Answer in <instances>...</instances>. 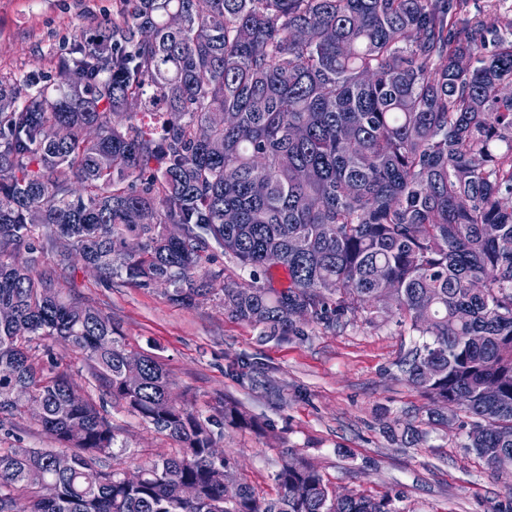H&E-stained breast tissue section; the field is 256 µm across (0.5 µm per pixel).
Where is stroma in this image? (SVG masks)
Instances as JSON below:
<instances>
[{"mask_svg": "<svg viewBox=\"0 0 512 512\" xmlns=\"http://www.w3.org/2000/svg\"><path fill=\"white\" fill-rule=\"evenodd\" d=\"M114 0H0V72L53 75V57L80 34L100 35ZM36 268L75 301L111 316L126 341L162 362L177 390L203 415L232 402L252 416L251 428H225L219 446L262 497L277 493L283 461L314 463L337 492L396 495L398 512H499L512 473L488 467L464 448L463 429L429 422V398L401 380L395 362L412 347L395 323L356 322L342 330L307 328L305 335L262 336L226 315L216 299L194 307L169 301L164 287L105 280L84 267L66 268L55 251ZM39 363L56 359L81 395L101 403L84 357L65 343L36 347ZM107 416L128 443L116 467L132 471L172 453L176 443L121 407ZM424 443L401 447L406 426ZM30 415L0 427V448H48Z\"/></svg>", "mask_w": 512, "mask_h": 512, "instance_id": "1", "label": "stroma"}]
</instances>
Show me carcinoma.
Here are the masks:
<instances>
[{"label": "carcinoma", "instance_id": "1", "mask_svg": "<svg viewBox=\"0 0 512 512\" xmlns=\"http://www.w3.org/2000/svg\"><path fill=\"white\" fill-rule=\"evenodd\" d=\"M469 2L120 0L53 80L0 74V425L37 402L56 444L0 450V512H398L303 459L258 497L213 453L246 412L179 399L110 315L36 271L51 244L62 266L163 282L182 305L220 282L224 312L271 337L393 322L418 337L397 368L428 419L464 413L463 447L512 469V19ZM36 338L68 342L180 447L134 482L106 465L127 443L55 360L36 364Z\"/></svg>", "mask_w": 512, "mask_h": 512}]
</instances>
